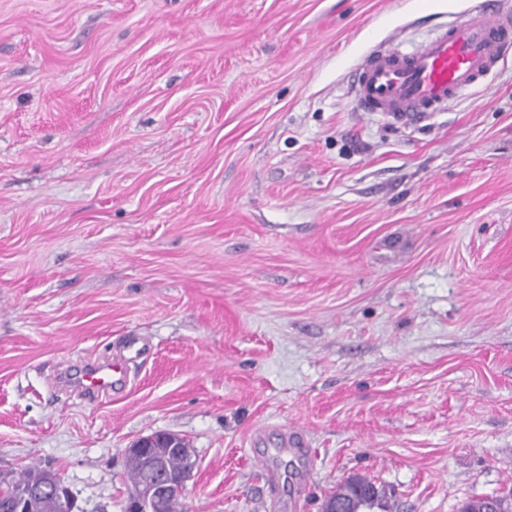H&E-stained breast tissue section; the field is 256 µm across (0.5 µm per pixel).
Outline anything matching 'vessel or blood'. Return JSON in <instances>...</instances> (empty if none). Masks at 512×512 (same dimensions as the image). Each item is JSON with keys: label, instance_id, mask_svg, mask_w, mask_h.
I'll use <instances>...</instances> for the list:
<instances>
[{"label": "vessel or blood", "instance_id": "vessel-or-blood-1", "mask_svg": "<svg viewBox=\"0 0 512 512\" xmlns=\"http://www.w3.org/2000/svg\"><path fill=\"white\" fill-rule=\"evenodd\" d=\"M511 53L512 11L499 0H481L415 51H371L352 78L356 107L393 124L422 122L481 83ZM141 351L132 340L118 357L84 365L74 379L76 388L90 397L120 389L126 362Z\"/></svg>", "mask_w": 512, "mask_h": 512}]
</instances>
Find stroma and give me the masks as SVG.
Here are the masks:
<instances>
[{
    "label": "stroma",
    "instance_id": "1",
    "mask_svg": "<svg viewBox=\"0 0 512 512\" xmlns=\"http://www.w3.org/2000/svg\"><path fill=\"white\" fill-rule=\"evenodd\" d=\"M476 2L0 0V469L121 512L165 432L186 512L511 486L512 57L408 128L350 85ZM131 338L121 392L54 384ZM165 448H154L157 446ZM142 448H150L155 460H158L164 467L168 476L178 478V476L188 467H190V454L187 452H175L172 448H183V442L176 436L167 437L153 434L139 439L127 452L141 455ZM354 478H356V481L354 482L349 481V479L343 484L337 485L336 488L339 490L337 492L334 491L330 495L345 497L349 501L350 505H352L353 509L358 508L359 510L352 512L370 511V509H373L374 507H387L385 503H388V500L393 497V491L391 489H387L386 486L381 484L377 487L371 480L364 477L361 478V476ZM370 491L376 495L374 502H370Z\"/></svg>",
    "mask_w": 512,
    "mask_h": 512
}]
</instances>
